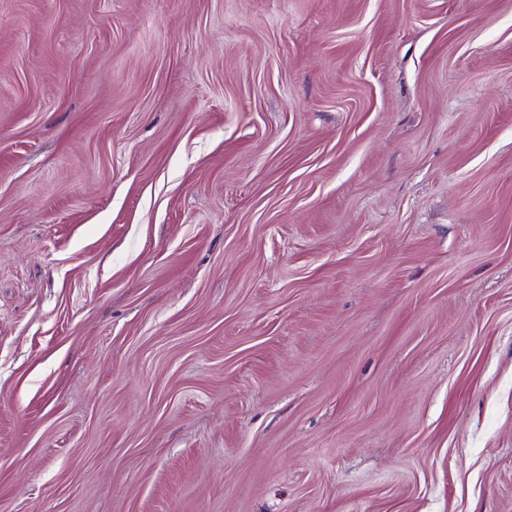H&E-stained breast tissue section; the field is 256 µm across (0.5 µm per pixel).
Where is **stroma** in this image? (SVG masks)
<instances>
[{"mask_svg": "<svg viewBox=\"0 0 512 512\" xmlns=\"http://www.w3.org/2000/svg\"><path fill=\"white\" fill-rule=\"evenodd\" d=\"M0 512H512V0H0Z\"/></svg>", "mask_w": 512, "mask_h": 512, "instance_id": "35a3bbf8", "label": "stroma"}]
</instances>
